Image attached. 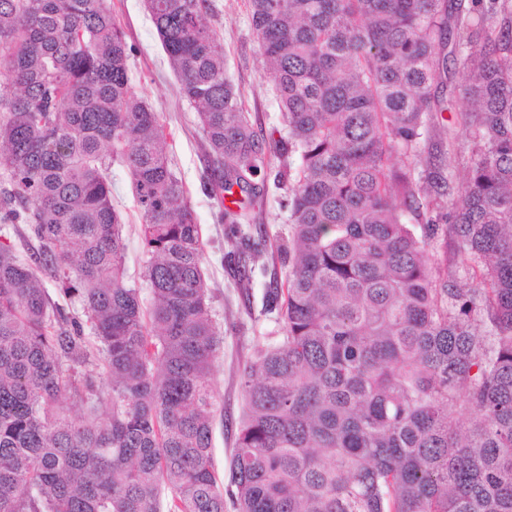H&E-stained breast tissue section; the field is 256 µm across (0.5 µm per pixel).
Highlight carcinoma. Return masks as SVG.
Here are the masks:
<instances>
[{"instance_id": "cac0c4a2", "label": "carcinoma", "mask_w": 512, "mask_h": 512, "mask_svg": "<svg viewBox=\"0 0 512 512\" xmlns=\"http://www.w3.org/2000/svg\"><path fill=\"white\" fill-rule=\"evenodd\" d=\"M286 136L265 146L210 0H144L223 177L229 250L290 159L275 343L246 365L228 479L212 461L219 342L201 227L106 0H0V512H512V0H248ZM471 108L443 122L447 46ZM448 147V169L431 148ZM400 153L410 160L391 165ZM147 259L128 280L112 166ZM239 189L236 208L224 197ZM445 210L436 270L405 220ZM58 273L86 320L52 302ZM478 282L462 288L457 269ZM102 355L112 412L89 366ZM81 420L62 410L66 397ZM435 224L439 225V230L437 231L438 234H436L434 239L431 241V246L426 252V261L430 267L444 268L447 264L451 265L454 260L452 250L448 245V241L444 234L446 224L448 225V223L440 221Z\"/></svg>"}]
</instances>
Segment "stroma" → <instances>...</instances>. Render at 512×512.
Instances as JSON below:
<instances>
[{
	"instance_id": "obj_1",
	"label": "stroma",
	"mask_w": 512,
	"mask_h": 512,
	"mask_svg": "<svg viewBox=\"0 0 512 512\" xmlns=\"http://www.w3.org/2000/svg\"><path fill=\"white\" fill-rule=\"evenodd\" d=\"M217 16L214 25L224 44L226 70L239 87L245 112L260 140L272 143L286 133L273 94V79L266 69L258 41L249 21L247 0H212ZM123 28L128 45L134 92L158 112L169 133L168 151L178 177L202 227L205 241L203 268L212 296V310L223 335L218 349L214 387L221 406L214 423V461L218 473L229 470L234 432L243 412L244 396L239 377L259 350L271 342L273 323L260 314L262 297L273 278H284L286 268L277 252L287 240L288 214L279 206L280 192L269 188L262 204L252 209L254 224L263 230L265 272L254 273L250 288L239 285L241 262H225L227 244L217 208L205 188L217 172L208 155L196 113L178 93V83L160 40L144 8L143 0H106ZM112 195L126 216L123 237L127 246L126 264L139 272L145 255L139 216L128 180L120 167L112 169Z\"/></svg>"
}]
</instances>
